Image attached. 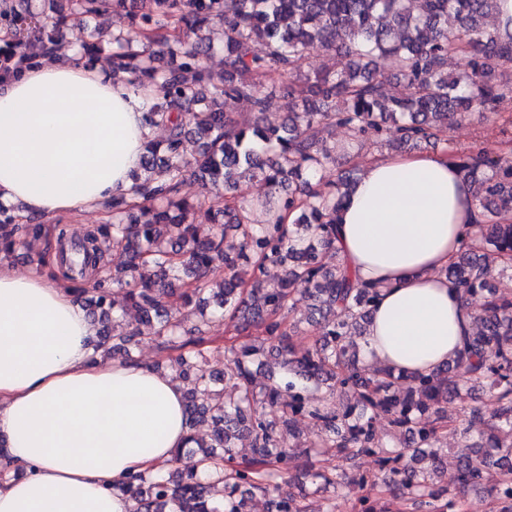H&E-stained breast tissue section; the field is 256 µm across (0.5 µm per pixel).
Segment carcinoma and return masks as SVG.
Wrapping results in <instances>:
<instances>
[{
  "label": "carcinoma",
  "mask_w": 512,
  "mask_h": 512,
  "mask_svg": "<svg viewBox=\"0 0 512 512\" xmlns=\"http://www.w3.org/2000/svg\"><path fill=\"white\" fill-rule=\"evenodd\" d=\"M0 0V77L55 48L70 20L81 22L108 10L137 19L112 34V72L127 73L154 88L145 112L149 126L162 125V141L145 144L135 180L138 203L112 200V223L87 230V246L72 265L103 260L98 240L115 249L112 283H98L89 299L93 314L112 324L100 335L112 339L121 360H133L139 331L123 328L128 309L156 320L163 352H178L179 377L193 433L189 452L220 474L223 494L188 472L176 481L146 473L129 475L120 492L135 512H251L267 497L271 512H305L304 497L283 489L297 460L281 446L275 427L308 419L317 427L309 448L319 455L341 454L348 462L378 458L379 471L354 473L345 485L361 491L360 512L376 509L370 493L382 484L390 500L410 502L419 512H459L460 497L435 488L434 475L448 457L447 435L476 427L482 443L455 455L463 484L487 485L498 512H512V299L491 287L495 271H512V168L503 169L491 152L457 154L453 161L474 183L481 209L475 243L467 246L446 275L468 297L487 295L475 327L457 357L435 375L380 369L365 377L358 367L357 330L367 323L378 289L360 282L338 259L336 213L356 179H315L334 161L326 139L344 126L352 139L392 135L417 145L434 132L475 113L493 114L512 99V84L500 70L512 67V18L498 29L484 20L497 0ZM220 27L225 76L214 82L205 58L215 43L202 35ZM266 47L265 55L254 44ZM339 52L347 68L323 70L301 80V100L291 101L282 124L264 122L267 93L296 73L299 59ZM468 58L467 70L448 77V57ZM388 62L409 93H385ZM245 99L255 117L224 112L225 99ZM194 174L207 201L177 199L184 178ZM259 179L264 197L236 203L238 179ZM296 214L280 223L279 212ZM212 225L198 235L193 216ZM239 234L237 251L224 247L226 228ZM43 224L0 205V252L10 254L22 239L39 237ZM125 290L118 307L113 288ZM296 293L310 301L309 348L297 352L289 322ZM251 327L262 344L232 345L228 363L214 372L202 351L185 352L184 336L201 347L207 338L192 322L198 313ZM280 358L279 376L258 384L250 364L266 353ZM458 403L456 416L445 412ZM382 416L412 444L389 448L373 420ZM211 421L206 442L195 433ZM251 439L252 457L234 464V440ZM315 488L336 483L335 468L306 462Z\"/></svg>",
  "instance_id": "cac0c4a2"
}]
</instances>
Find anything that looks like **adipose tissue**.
I'll list each match as a JSON object with an SVG mask.
<instances>
[{
  "mask_svg": "<svg viewBox=\"0 0 512 512\" xmlns=\"http://www.w3.org/2000/svg\"><path fill=\"white\" fill-rule=\"evenodd\" d=\"M148 89L76 50L0 78V201L23 215L89 212L132 198L156 130ZM473 188L447 156L400 153L362 166L336 219V251L378 290L361 341L376 368L430 375L473 323L445 274L479 220ZM189 435L173 373L95 359L72 289L0 266V512H131L129 474L163 473Z\"/></svg>",
  "mask_w": 512,
  "mask_h": 512,
  "instance_id": "ef3b65f1",
  "label": "adipose tissue"
}]
</instances>
